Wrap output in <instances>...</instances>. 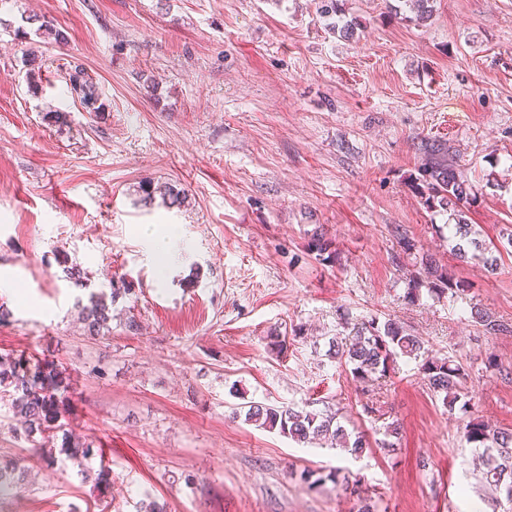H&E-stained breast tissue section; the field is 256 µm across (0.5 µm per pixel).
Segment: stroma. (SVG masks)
I'll use <instances>...</instances> for the list:
<instances>
[{"instance_id": "1", "label": "stroma", "mask_w": 512, "mask_h": 512, "mask_svg": "<svg viewBox=\"0 0 512 512\" xmlns=\"http://www.w3.org/2000/svg\"><path fill=\"white\" fill-rule=\"evenodd\" d=\"M320 0H0V355L55 361L71 426L93 437L109 486L35 461L0 512H502L460 432L471 414L512 428V333L487 338L483 307L512 324V0H343L352 37ZM67 34L55 44L27 21ZM41 69L27 78V61ZM91 75L93 118L65 81ZM65 116L56 123L53 113ZM441 143L477 191L466 214L498 269L458 262L448 222L409 186ZM174 185L182 203L146 195ZM323 226L337 250L307 248ZM174 232L159 258L144 228ZM409 237L467 289L406 297ZM79 265L87 285L65 278ZM108 338L79 303L111 285ZM403 323L468 373L469 410H448L417 361L381 379L401 424L396 453L301 446L245 423L242 401H314L370 430L365 397L326 355L344 322ZM137 331H129L128 321ZM288 349L267 346L270 333ZM498 366H487L488 355ZM357 481L349 490V481ZM332 244V240L326 238V234L320 225L314 229L309 246L312 252H316L321 261L329 264L337 261L338 254L336 249L332 248Z\"/></svg>"}]
</instances>
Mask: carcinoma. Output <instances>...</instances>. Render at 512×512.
Masks as SVG:
<instances>
[{"mask_svg":"<svg viewBox=\"0 0 512 512\" xmlns=\"http://www.w3.org/2000/svg\"><path fill=\"white\" fill-rule=\"evenodd\" d=\"M39 23L42 33L53 36L57 43L66 41V34L57 29L52 21L44 17H32ZM67 87L73 98L79 100L86 112L95 116L104 111L96 86L85 70L76 66L67 72ZM427 159L419 177L411 188L429 208H441L452 212L455 223L448 225L449 237L456 240L452 251L464 261L468 258L480 260L488 271H494L496 258L488 254L477 239L471 237V228L464 219V209L477 201L473 184L448 163L443 148L431 145L426 149ZM310 249L325 263L338 259L332 240L326 238L322 227L314 229L310 237ZM465 282L455 278L448 269L431 254L419 259V269L411 272L408 279L407 298L414 302L421 290L432 297L448 294L456 296L465 292ZM471 315L483 327L485 335L496 337L512 331L491 312L472 307ZM82 321L90 336L105 338L112 321V306L96 294H91L89 305L82 307ZM328 355L338 359L339 364L349 369L353 378L364 385L362 394L369 393L365 385L383 378L395 370L397 361L403 357L421 361L420 370L432 394L442 399L449 410L467 394V377L463 366L447 357L429 354L425 342L401 323L387 319H364L348 327V334L329 341ZM69 383L52 361H44L33 367L23 357L0 356V392L8 396L17 426L12 428L17 437H22L34 453L41 451L40 440L46 436L60 441L59 454L79 466L81 479L94 480L97 484L110 483L109 471L101 469L92 473L85 461L95 456L94 444L81 440L73 434L68 420L67 393ZM237 414L244 421L263 429H277L299 443L328 442L331 447L345 448L358 455L367 448L366 436L357 429H348L337 421L331 409L309 410L306 407H284L249 401L239 406ZM398 420L385 422L375 429L383 438L376 440L380 448H395L393 438L399 435ZM463 437L472 448L482 452L485 470L482 480L503 494L512 505V431L493 427L474 417L463 423ZM28 467L20 457L0 458V497L16 491L25 481Z\"/></svg>","mask_w":512,"mask_h":512,"instance_id":"cac0c4a2","label":"carcinoma"}]
</instances>
